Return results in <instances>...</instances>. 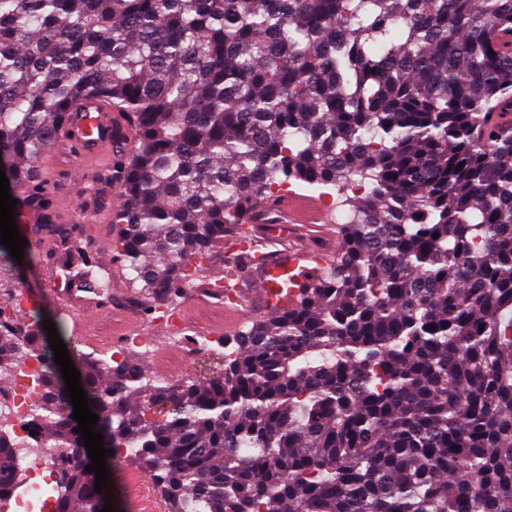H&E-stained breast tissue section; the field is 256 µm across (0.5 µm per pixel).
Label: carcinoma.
I'll use <instances>...</instances> for the list:
<instances>
[{"mask_svg": "<svg viewBox=\"0 0 512 512\" xmlns=\"http://www.w3.org/2000/svg\"><path fill=\"white\" fill-rule=\"evenodd\" d=\"M89 98L134 119L110 247L148 315L276 185L356 215L204 381L72 347L112 458L136 449L169 512H512V0H0V169L46 218L38 168ZM57 233L39 261L100 284ZM15 283L0 244V301ZM41 322L0 320V381L40 362L53 512H102ZM21 480L0 429V488Z\"/></svg>", "mask_w": 512, "mask_h": 512, "instance_id": "cac0c4a2", "label": "carcinoma"}]
</instances>
